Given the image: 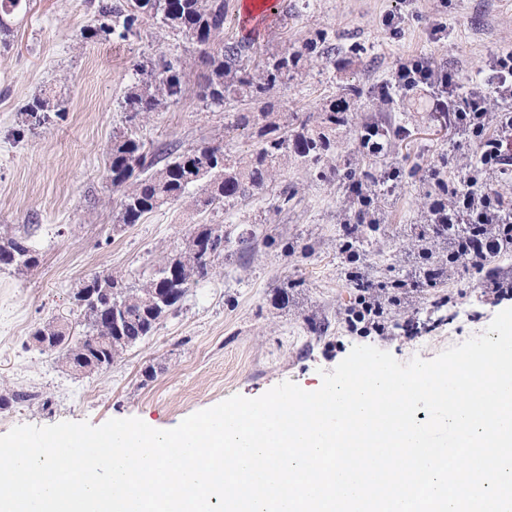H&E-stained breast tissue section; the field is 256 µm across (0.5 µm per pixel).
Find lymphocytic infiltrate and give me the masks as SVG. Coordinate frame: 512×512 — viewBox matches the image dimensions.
Segmentation results:
<instances>
[{
  "label": "lymphocytic infiltrate",
  "instance_id": "f902f5d3",
  "mask_svg": "<svg viewBox=\"0 0 512 512\" xmlns=\"http://www.w3.org/2000/svg\"><path fill=\"white\" fill-rule=\"evenodd\" d=\"M421 84L445 92L452 87V77L432 70L424 59H401L391 89L399 91ZM489 88L504 102L503 108L493 114L485 107V91ZM448 121L470 134L478 150L464 180H448L428 195L427 223L418 234V277L411 286H434L464 270L477 275L482 297L495 304L512 295V278L501 277L490 264L503 247L512 246V201L502 191L503 186L512 184V50L493 57L484 81L454 101ZM349 191L358 211L355 223L347 227L340 250L348 264L345 281L356 295L353 305L344 312V324L348 332L389 340L393 331L387 319L388 308L398 305L399 299L386 287L374 286L354 267L352 241L359 225L369 217L374 192L356 180ZM441 237L448 241L450 259L439 263L430 260L427 242Z\"/></svg>",
  "mask_w": 512,
  "mask_h": 512
}]
</instances>
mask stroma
I'll return each mask as SVG.
<instances>
[{
    "label": "stroma",
    "instance_id": "obj_1",
    "mask_svg": "<svg viewBox=\"0 0 512 512\" xmlns=\"http://www.w3.org/2000/svg\"><path fill=\"white\" fill-rule=\"evenodd\" d=\"M224 41L242 38L239 0H227ZM282 9L249 33L259 51L301 44L324 29L336 38L337 69L314 62L275 96L289 113L305 117L345 86L363 89L336 129V157L357 178L400 172L395 191L380 197L381 231H363L356 243L368 257L375 284L414 273L415 235L425 224V176L441 165L449 178L465 176L474 144L440 117L426 92L383 98L404 55L417 53L438 71L452 73L456 95L485 77L494 54L512 49V0H281ZM395 15L398 29L383 20ZM97 19L87 0H32L24 22L0 43V233H28L39 265L0 268V393L19 391L29 401L0 409V435L21 424L63 421L99 426L137 417L158 429L233 395L255 398L291 381L318 389L354 346L368 344L399 362L430 360L481 334L499 309L484 304L473 276L458 273L433 288L408 292L404 311H392L391 340L346 332L344 309L354 292L343 278L339 241L352 219V201L339 183L317 178L312 167L289 161L281 176L251 199L207 214L190 198L114 231L120 194L105 178L106 149L129 124L118 104L136 82L135 63L178 54L188 63L189 92L175 105L151 112L137 134L148 153L183 152L202 143L244 153L250 140L231 127L248 103L221 107L198 97L205 67L195 45L152 21L128 37L93 41L81 31ZM55 98L61 116L29 129L25 106L36 96ZM379 118L398 130L380 161L362 154L356 124ZM293 198L280 208L279 193ZM222 225L231 252L191 288L150 336L108 369L75 374L57 353L29 340L33 328L65 316L83 281L102 271L141 285L158 263L184 249L205 225ZM453 303L433 308L439 296Z\"/></svg>",
    "mask_w": 512,
    "mask_h": 512
}]
</instances>
